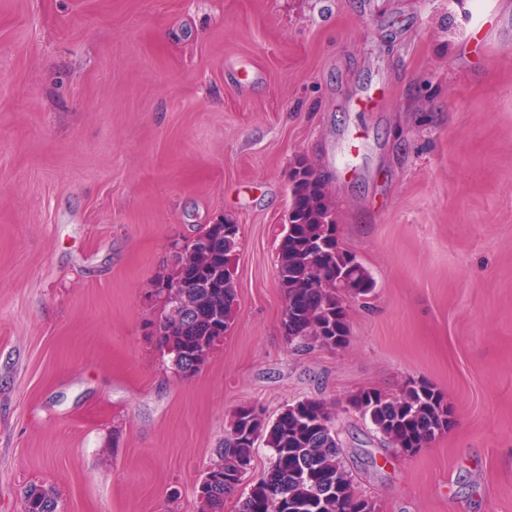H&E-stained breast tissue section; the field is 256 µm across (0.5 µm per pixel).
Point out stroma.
Masks as SVG:
<instances>
[{
	"instance_id": "stroma-1",
	"label": "stroma",
	"mask_w": 512,
	"mask_h": 512,
	"mask_svg": "<svg viewBox=\"0 0 512 512\" xmlns=\"http://www.w3.org/2000/svg\"><path fill=\"white\" fill-rule=\"evenodd\" d=\"M373 277L338 350H289L298 157ZM239 227L236 320L194 377L144 324L170 244ZM416 455L347 405L406 379ZM336 405L378 512H512V0H0V512H197L236 412ZM348 405L369 419L388 448L405 457L427 448L454 424L443 393L424 380H408L397 396L360 391L350 396ZM25 512H57L58 500L54 490L43 484H29L23 492Z\"/></svg>"
}]
</instances>
